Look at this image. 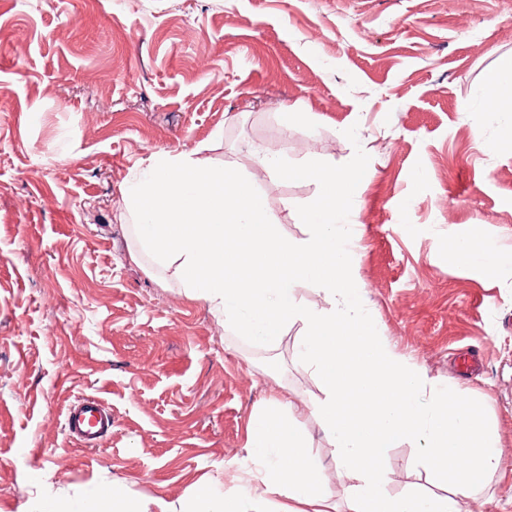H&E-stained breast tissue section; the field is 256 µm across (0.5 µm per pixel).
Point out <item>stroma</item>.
Listing matches in <instances>:
<instances>
[{
	"instance_id": "35a3bbf8",
	"label": "stroma",
	"mask_w": 512,
	"mask_h": 512,
	"mask_svg": "<svg viewBox=\"0 0 512 512\" xmlns=\"http://www.w3.org/2000/svg\"><path fill=\"white\" fill-rule=\"evenodd\" d=\"M511 53L512 0H0V512H92L97 487L184 512L199 480L237 483L270 400L324 396L302 322L242 335L140 249L123 191L161 149L237 172L291 239L318 185L260 157L352 175L367 314L483 411L503 463L466 507L512 512V112L478 103ZM475 231L493 263L449 252ZM81 397L112 414L101 445L65 429ZM303 429L343 506L334 447ZM419 453L387 450L390 496H448Z\"/></svg>"
}]
</instances>
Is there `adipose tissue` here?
Segmentation results:
<instances>
[{"instance_id": "adipose-tissue-1", "label": "adipose tissue", "mask_w": 512, "mask_h": 512, "mask_svg": "<svg viewBox=\"0 0 512 512\" xmlns=\"http://www.w3.org/2000/svg\"><path fill=\"white\" fill-rule=\"evenodd\" d=\"M481 104H512V54L500 56L483 77ZM320 195L303 218L305 238L276 235L263 198L230 171L198 164L183 151L156 152L142 177L125 191L138 238L183 287L224 311L225 324L271 342L283 326L303 322L301 347L323 379L316 404L288 399L252 421L244 486L218 489L196 483L199 508L242 512L243 501L281 500L311 507L327 503L334 488L311 458L300 426L316 416L336 449L345 512H461L501 465V453L483 413L442 387H427L413 363L396 357L376 335L362 290L348 272L349 229L339 217L351 178L330 169L316 175ZM311 281L327 305L302 304L296 290ZM416 442L422 466L437 475L460 473L451 496L439 500L410 490L392 497L380 465L394 442Z\"/></svg>"}]
</instances>
